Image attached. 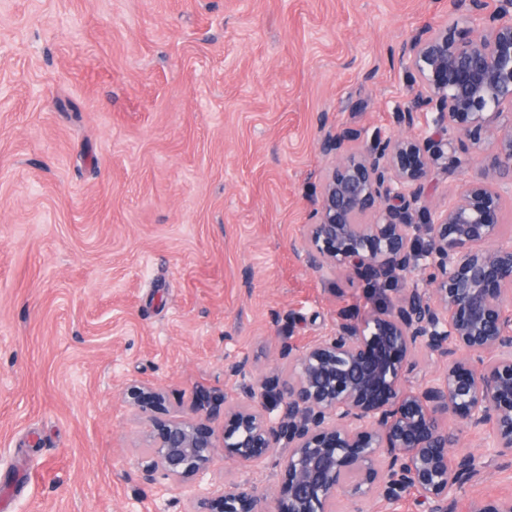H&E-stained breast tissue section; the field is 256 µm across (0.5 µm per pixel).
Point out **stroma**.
<instances>
[{
	"mask_svg": "<svg viewBox=\"0 0 512 512\" xmlns=\"http://www.w3.org/2000/svg\"><path fill=\"white\" fill-rule=\"evenodd\" d=\"M448 0H0V502L6 512H192L147 480L159 386L247 401L345 308L392 291L316 269L321 118L398 133L403 45ZM251 376L233 375L241 358ZM275 490L216 450L208 479ZM512 496L493 459L462 489Z\"/></svg>",
	"mask_w": 512,
	"mask_h": 512,
	"instance_id": "obj_1",
	"label": "stroma"
}]
</instances>
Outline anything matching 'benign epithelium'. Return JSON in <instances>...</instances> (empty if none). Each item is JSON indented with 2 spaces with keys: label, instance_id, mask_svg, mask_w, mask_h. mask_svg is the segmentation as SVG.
<instances>
[{
  "label": "benign epithelium",
  "instance_id": "obj_1",
  "mask_svg": "<svg viewBox=\"0 0 512 512\" xmlns=\"http://www.w3.org/2000/svg\"><path fill=\"white\" fill-rule=\"evenodd\" d=\"M419 89L403 113L406 134L376 133L359 151L358 129L334 124L320 141L329 157L314 222L304 239L315 265L365 280L419 275L375 315L339 312L332 332L296 351L283 346L293 379L258 380L244 403L197 397L185 415L160 420L159 389L127 396L152 423L139 465L185 488L216 512H332L336 498H377L396 512L418 492L430 512H450L480 457L459 449L448 468L455 416L481 446L512 456V237L502 209L512 200V0L484 13L483 0H448V24L428 26L403 52ZM468 162L474 173L448 206L427 202L435 176ZM431 245L419 248L418 225ZM446 361L430 382L405 388L415 350ZM224 415L217 444L213 421ZM245 469L281 448L273 500L248 479L204 484L217 447ZM471 512H512V499L476 497Z\"/></svg>",
  "mask_w": 512,
  "mask_h": 512
}]
</instances>
